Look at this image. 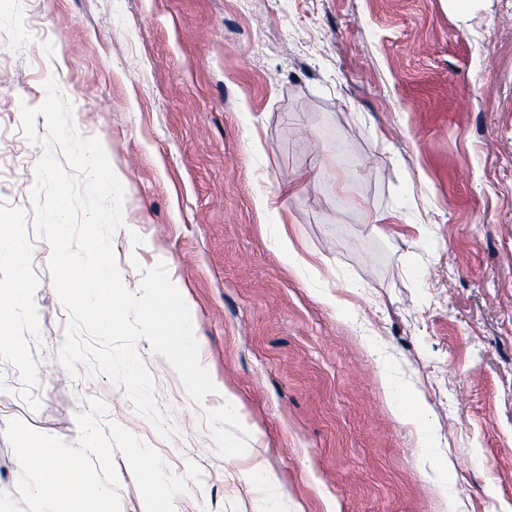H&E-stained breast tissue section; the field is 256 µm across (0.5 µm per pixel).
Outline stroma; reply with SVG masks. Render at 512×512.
Listing matches in <instances>:
<instances>
[{
	"label": "stroma",
	"mask_w": 512,
	"mask_h": 512,
	"mask_svg": "<svg viewBox=\"0 0 512 512\" xmlns=\"http://www.w3.org/2000/svg\"><path fill=\"white\" fill-rule=\"evenodd\" d=\"M49 78L124 187V285L165 264L217 388L138 342L170 436L59 360L49 127L21 112ZM1 230L30 308L0 343V493L9 420L73 446L95 399L200 468L174 512H512V0H0Z\"/></svg>",
	"instance_id": "35a3bbf8"
}]
</instances>
